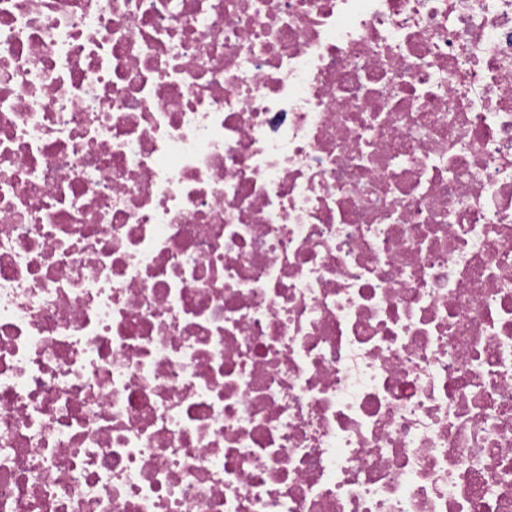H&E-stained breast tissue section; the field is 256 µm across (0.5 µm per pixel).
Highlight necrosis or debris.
<instances>
[{
	"instance_id": "4bbe7bcc",
	"label": "necrosis or debris",
	"mask_w": 512,
	"mask_h": 512,
	"mask_svg": "<svg viewBox=\"0 0 512 512\" xmlns=\"http://www.w3.org/2000/svg\"><path fill=\"white\" fill-rule=\"evenodd\" d=\"M0 512H512V0H0Z\"/></svg>"
}]
</instances>
